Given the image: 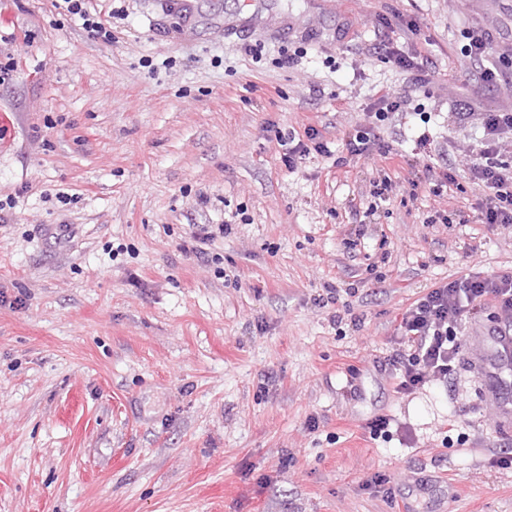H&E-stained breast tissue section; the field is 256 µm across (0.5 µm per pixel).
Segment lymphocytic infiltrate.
<instances>
[{"mask_svg": "<svg viewBox=\"0 0 512 512\" xmlns=\"http://www.w3.org/2000/svg\"><path fill=\"white\" fill-rule=\"evenodd\" d=\"M483 134L472 151L468 175L484 191L474 207V221L490 230L512 233V153L502 144L512 139V112H488ZM344 155L337 165L352 159L385 162L392 151L370 129L345 133ZM486 307L512 324V272L485 276L471 271L451 281L435 283L403 312L396 346L381 364L399 393L446 380L459 360V337L464 320Z\"/></svg>", "mask_w": 512, "mask_h": 512, "instance_id": "f902f5d3", "label": "lymphocytic infiltrate"}]
</instances>
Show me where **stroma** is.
Returning <instances> with one entry per match:
<instances>
[{
    "label": "stroma",
    "mask_w": 512,
    "mask_h": 512,
    "mask_svg": "<svg viewBox=\"0 0 512 512\" xmlns=\"http://www.w3.org/2000/svg\"><path fill=\"white\" fill-rule=\"evenodd\" d=\"M93 2L125 11L112 41L0 0V512H512L492 315L463 325L446 381L402 395L378 366L434 283L512 272V234L425 221L482 194L466 161L483 113L512 110V0ZM383 19L430 56L425 86L374 53ZM473 28L495 86L464 56ZM383 90L409 106L378 126L394 189L368 217L375 167L313 153L291 173L278 138L339 142ZM425 131L463 191L410 187ZM227 221L221 264L196 257L192 233ZM328 284L358 292L314 306ZM345 306L360 326L334 324Z\"/></svg>",
    "instance_id": "1"
}]
</instances>
